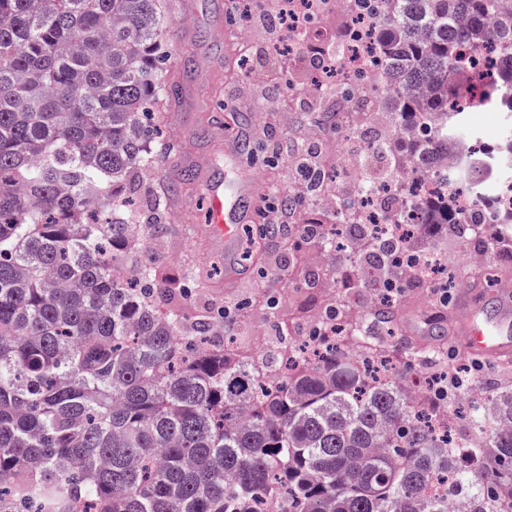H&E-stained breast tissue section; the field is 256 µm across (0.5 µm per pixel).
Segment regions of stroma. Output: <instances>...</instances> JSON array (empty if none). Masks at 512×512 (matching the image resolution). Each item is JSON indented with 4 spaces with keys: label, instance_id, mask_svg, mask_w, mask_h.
<instances>
[{
    "label": "stroma",
    "instance_id": "1",
    "mask_svg": "<svg viewBox=\"0 0 512 512\" xmlns=\"http://www.w3.org/2000/svg\"><path fill=\"white\" fill-rule=\"evenodd\" d=\"M230 14L236 19L229 25L230 35L217 39L215 28L227 25ZM277 16L275 0H183L167 32L170 68L181 88L180 99L161 110L163 135L176 143L177 151L163 159L153 176L142 179L143 215L153 211L156 181L177 179L180 170L194 166L199 157L212 158L215 176H223L224 143L230 136L274 147L277 163L255 165L253 175L295 193L293 154L298 143L293 133L309 125L311 111L323 110L324 105L290 98L289 85L305 86L314 67L308 54L290 59L276 52L272 33ZM179 198V206L169 214L174 228L168 249L137 253L136 262L149 260L166 272L185 266H223V252L198 230L206 205L201 181L182 185ZM288 255L283 233L267 237L256 250L257 270L247 271L233 288L226 287L220 275L198 282L187 302L190 312L268 296L320 306V290H299L289 280ZM451 313V307L430 301L425 291L404 286L397 317L405 336H427L447 350L458 349L459 339L447 323Z\"/></svg>",
    "mask_w": 512,
    "mask_h": 512
}]
</instances>
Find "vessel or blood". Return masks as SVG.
Returning a JSON list of instances; mask_svg holds the SVG:
<instances>
[{"mask_svg":"<svg viewBox=\"0 0 512 512\" xmlns=\"http://www.w3.org/2000/svg\"><path fill=\"white\" fill-rule=\"evenodd\" d=\"M243 147L240 141L230 143L225 179L207 185V222L212 233L224 243V276L229 282L238 280L241 275L235 264L241 229L253 223L260 206L253 176L241 162ZM455 317L461 327L465 350L493 358L512 355V297H501L496 317L486 326H478L475 315L463 305L456 309Z\"/></svg>","mask_w":512,"mask_h":512,"instance_id":"obj_1","label":"vessel or blood"}]
</instances>
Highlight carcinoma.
I'll list each match as a JSON object with an SVG mask.
<instances>
[{
	"instance_id": "carcinoma-1",
	"label": "carcinoma",
	"mask_w": 512,
	"mask_h": 512,
	"mask_svg": "<svg viewBox=\"0 0 512 512\" xmlns=\"http://www.w3.org/2000/svg\"><path fill=\"white\" fill-rule=\"evenodd\" d=\"M372 39L393 98L391 135L415 165L448 150L467 114V68L493 46L512 49V0H373ZM173 0H0V512H512V382L485 399L456 397L453 374L424 394L368 359L448 364L399 336L393 304L367 314L332 297L312 319V358L293 360L300 321L270 307L288 341L265 369L229 354L224 319L187 315L200 271L162 274L124 259L168 232L162 216L124 217L140 173L162 153L148 118L179 96L169 69L166 24ZM497 83L512 88V56ZM303 181L336 179L317 152L294 154ZM473 182L477 160L457 166ZM276 208L293 197L268 189ZM418 230L445 218L448 233L474 245L446 197H413ZM345 237L375 258L390 283L422 286L401 246L349 212L334 214ZM333 247L325 225L299 213L288 233L295 284L312 288L307 245ZM466 422L453 442L429 424L434 413Z\"/></svg>"
}]
</instances>
